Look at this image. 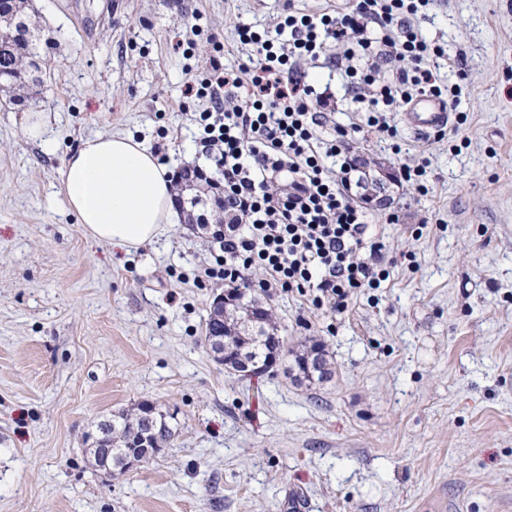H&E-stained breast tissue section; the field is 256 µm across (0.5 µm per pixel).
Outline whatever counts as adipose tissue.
Returning a JSON list of instances; mask_svg holds the SVG:
<instances>
[{
	"instance_id": "adipose-tissue-1",
	"label": "adipose tissue",
	"mask_w": 512,
	"mask_h": 512,
	"mask_svg": "<svg viewBox=\"0 0 512 512\" xmlns=\"http://www.w3.org/2000/svg\"><path fill=\"white\" fill-rule=\"evenodd\" d=\"M63 190L90 237L129 250L152 242L176 221L166 166L130 136L86 138L65 161Z\"/></svg>"
}]
</instances>
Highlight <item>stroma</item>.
<instances>
[{
  "instance_id": "35a3bbf8",
  "label": "stroma",
  "mask_w": 512,
  "mask_h": 512,
  "mask_svg": "<svg viewBox=\"0 0 512 512\" xmlns=\"http://www.w3.org/2000/svg\"><path fill=\"white\" fill-rule=\"evenodd\" d=\"M34 5L51 70L28 101L0 91V512H512V0H430L417 19L462 57L463 121L420 136L393 112L398 141H346L393 177L366 209L392 266L340 311L267 296L286 346L316 341L333 362L314 384L288 356L252 376L215 361L205 324L223 286L194 279L212 228L170 224L132 251L92 240L62 173L82 140L120 134L217 177L193 122L211 103L186 84L215 58L248 65L236 26L336 0ZM298 71L333 93L319 138L365 123L335 49ZM32 112L45 139L24 134ZM143 403L174 416L171 447L103 474L96 423Z\"/></svg>"
}]
</instances>
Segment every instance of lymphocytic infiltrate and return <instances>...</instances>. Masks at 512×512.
Segmentation results:
<instances>
[{
    "mask_svg": "<svg viewBox=\"0 0 512 512\" xmlns=\"http://www.w3.org/2000/svg\"><path fill=\"white\" fill-rule=\"evenodd\" d=\"M427 5L428 0H358L350 11L289 12L272 33L238 28L239 41L254 48L256 65L242 76L216 62L190 87L212 103L196 120L199 139L222 174L212 184L214 193L237 220L220 238L213 262L198 270V281L279 291L318 308L341 309L357 289L385 280V245L368 238L366 211L343 191L357 170L341 151L348 130L342 126L333 139L317 138L314 89L293 72L298 62L319 58L330 43L346 45V76L352 85L373 87L361 100L369 127L396 138L386 115L407 103L409 91L458 101L457 85L443 84L432 68L447 59L444 48L427 41L414 24ZM394 57L407 60V67L381 77L383 62ZM447 61L464 77L456 60ZM241 88L245 98L225 109L224 97ZM329 158L339 159L338 171L326 166ZM256 267L264 276L254 282L249 273Z\"/></svg>",
    "mask_w": 512,
    "mask_h": 512,
    "instance_id": "1",
    "label": "lymphocytic infiltrate"
}]
</instances>
